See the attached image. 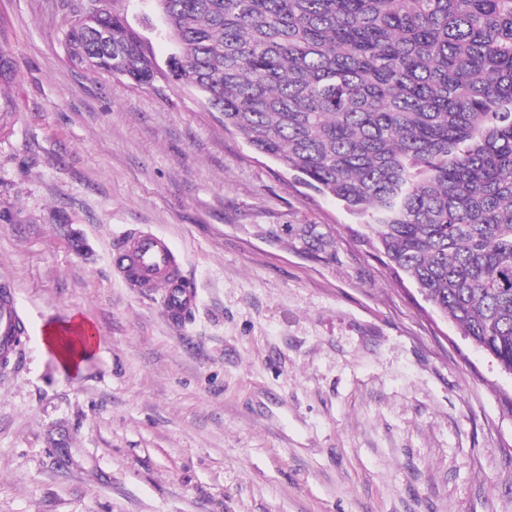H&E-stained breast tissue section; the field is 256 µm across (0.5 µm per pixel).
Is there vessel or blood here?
Masks as SVG:
<instances>
[{"label":"vessel or blood","mask_w":512,"mask_h":512,"mask_svg":"<svg viewBox=\"0 0 512 512\" xmlns=\"http://www.w3.org/2000/svg\"><path fill=\"white\" fill-rule=\"evenodd\" d=\"M113 261L128 287L163 293L164 309L171 320H182L193 308L196 294L185 286L178 257L164 237L129 230L117 238ZM23 328L13 289L6 283L0 285V356H15V339Z\"/></svg>","instance_id":"vessel-or-blood-1"}]
</instances>
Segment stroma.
Returning a JSON list of instances; mask_svg holds the SVG:
<instances>
[{"label":"stroma","instance_id":"stroma-1","mask_svg":"<svg viewBox=\"0 0 512 512\" xmlns=\"http://www.w3.org/2000/svg\"><path fill=\"white\" fill-rule=\"evenodd\" d=\"M72 0H0V284L26 324L0 369V512H512V376L184 89L67 58ZM158 63L150 0H118ZM180 255L179 322L112 242ZM79 314L69 373L39 338Z\"/></svg>","mask_w":512,"mask_h":512}]
</instances>
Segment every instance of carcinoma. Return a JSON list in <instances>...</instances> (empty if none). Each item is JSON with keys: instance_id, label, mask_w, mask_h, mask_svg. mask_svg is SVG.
<instances>
[{"instance_id": "carcinoma-1", "label": "carcinoma", "mask_w": 512, "mask_h": 512, "mask_svg": "<svg viewBox=\"0 0 512 512\" xmlns=\"http://www.w3.org/2000/svg\"><path fill=\"white\" fill-rule=\"evenodd\" d=\"M106 0L66 51L100 76L159 68ZM170 82L362 219L473 344L512 367V0H153ZM15 66L0 48V85Z\"/></svg>"}]
</instances>
